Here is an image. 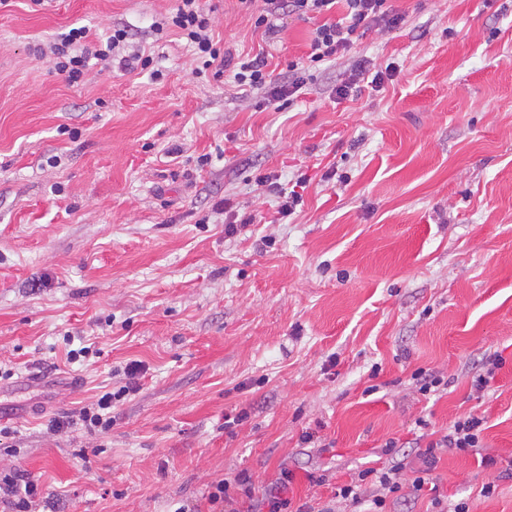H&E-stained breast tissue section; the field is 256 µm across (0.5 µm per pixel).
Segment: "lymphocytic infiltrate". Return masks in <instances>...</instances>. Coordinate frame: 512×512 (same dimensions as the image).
I'll return each mask as SVG.
<instances>
[{"label":"lymphocytic infiltrate","mask_w":512,"mask_h":512,"mask_svg":"<svg viewBox=\"0 0 512 512\" xmlns=\"http://www.w3.org/2000/svg\"><path fill=\"white\" fill-rule=\"evenodd\" d=\"M339 1L346 8L344 20L327 21L316 28L306 61L290 63L292 77L285 82L273 79L263 56L235 60L230 53L220 52L209 34V11L203 0H176L167 24L179 30L192 44L203 69L212 70L214 78L231 73L238 85L265 90L268 105L280 110L292 102L294 97L302 95L307 85L306 62L317 63L335 59L337 55L348 51L358 29L379 27L392 31L399 28L404 17L391 5L390 0H260L252 13L255 28L273 35L279 31L278 22L284 12H291L301 18L323 15L330 12ZM127 38V29L116 27L106 42L90 46L86 43L85 28H71L68 33L63 34L54 48V68L72 84L81 81L90 60L94 58L117 60L119 68L124 70L148 68L151 61L141 52L123 54L122 49ZM143 372L144 368L139 361L126 363L123 369L126 383L119 391H104L95 403L80 408L75 415L50 420V430L55 431L78 423L87 430L108 433L112 428L113 402L136 392ZM483 431V417L475 414L459 417L448 432L429 440L425 449L413 461L394 460L396 443L392 440L386 441L380 453L387 456V463L359 471L349 483L336 486L335 494L356 503L364 494V485L375 486L376 493L371 498L372 512H384L387 497H400L406 486L401 481V475L408 471L412 474L408 486H411L413 492L426 489L433 491V506L442 507L445 497L438 494V486L432 476L442 452L477 454L485 465H496V458L483 451ZM293 481V472L284 469L274 483L259 492L256 491L250 475L243 471L233 480L217 484L209 492L208 499L211 504L222 506L224 512H317L312 502L294 501L290 495ZM37 494V483L25 472L16 471L0 476V502L9 504L13 512H30Z\"/></svg>","instance_id":"f902f5d3"}]
</instances>
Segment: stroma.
<instances>
[{
  "label": "stroma",
  "mask_w": 512,
  "mask_h": 512,
  "mask_svg": "<svg viewBox=\"0 0 512 512\" xmlns=\"http://www.w3.org/2000/svg\"><path fill=\"white\" fill-rule=\"evenodd\" d=\"M208 4L221 48L281 81L318 25L287 13L267 37L241 0ZM174 5L0 6V474L37 481L32 512H214L213 485L245 470L260 490L286 468L295 499L365 512L333 486L387 440L412 460L422 431L474 413L496 466L450 451L437 481L470 512H512V0H395L398 29L356 33L280 111L155 33ZM122 25L150 70L95 60L71 85L50 68L70 28L95 43ZM362 58L392 80L337 100ZM229 213L255 221L230 235ZM67 336L101 355L66 365ZM132 360L146 374L108 434L47 429ZM419 369L445 386L421 395Z\"/></svg>",
  "instance_id": "35a3bbf8"
}]
</instances>
